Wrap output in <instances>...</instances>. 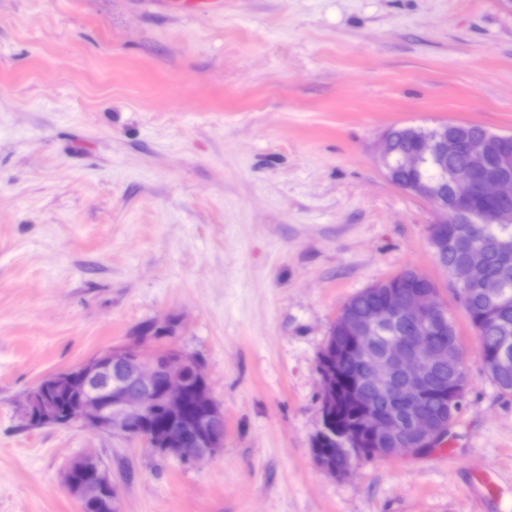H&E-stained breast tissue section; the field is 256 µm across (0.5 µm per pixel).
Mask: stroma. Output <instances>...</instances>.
Instances as JSON below:
<instances>
[{
	"label": "stroma",
	"instance_id": "obj_1",
	"mask_svg": "<svg viewBox=\"0 0 512 512\" xmlns=\"http://www.w3.org/2000/svg\"><path fill=\"white\" fill-rule=\"evenodd\" d=\"M512 133L505 0H0V512H80L98 457L120 512H512V396L484 372L432 205L375 149L394 127ZM412 268L438 290L469 386L432 449L313 457L320 354L344 303ZM168 320L224 409V450L186 465L75 422L29 426L47 375ZM170 12L189 16H214L224 12V0H158ZM77 472L87 473L90 479L76 481L74 474ZM63 481L68 492L80 502L82 511H86L87 505L98 503L101 494L107 497L113 511H119L116 489L97 458L82 455L72 460L64 473ZM474 473L477 477V484H474L473 489L480 496L497 498L509 490L512 491L511 487H505L499 483L495 471L489 467H481Z\"/></svg>",
	"mask_w": 512,
	"mask_h": 512
}]
</instances>
